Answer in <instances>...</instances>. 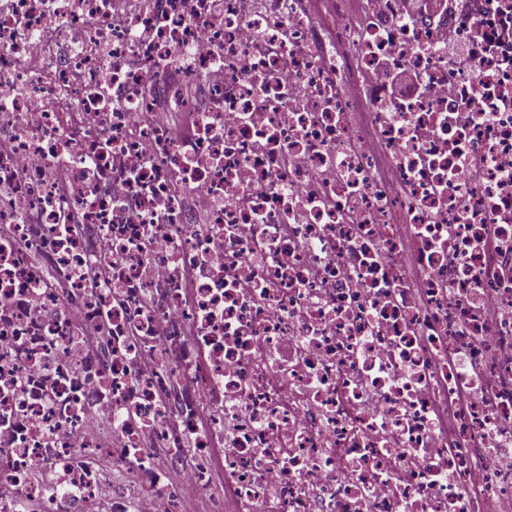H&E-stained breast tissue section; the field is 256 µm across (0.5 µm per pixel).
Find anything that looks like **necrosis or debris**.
<instances>
[{"label": "necrosis or debris", "instance_id": "4bbe7bcc", "mask_svg": "<svg viewBox=\"0 0 512 512\" xmlns=\"http://www.w3.org/2000/svg\"><path fill=\"white\" fill-rule=\"evenodd\" d=\"M143 501L512 512V0H0V512ZM391 95L410 94L418 87L415 74L408 70L395 71L388 77Z\"/></svg>", "mask_w": 512, "mask_h": 512}]
</instances>
